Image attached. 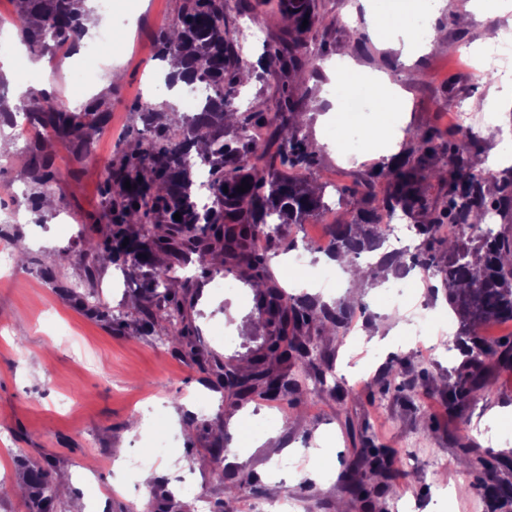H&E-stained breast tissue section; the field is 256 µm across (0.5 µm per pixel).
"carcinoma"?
Here are the masks:
<instances>
[{
    "mask_svg": "<svg viewBox=\"0 0 512 512\" xmlns=\"http://www.w3.org/2000/svg\"><path fill=\"white\" fill-rule=\"evenodd\" d=\"M22 41L35 52L72 50L85 35L82 17L85 0H21ZM278 13L291 23L281 30L275 45L265 49L264 70L278 72L282 79L280 97L274 112H239L233 107L244 62L233 45L234 21L227 12V0H182L176 24L154 35L157 57L183 61L192 72L188 84L207 88L198 111L177 114L168 105L138 104L142 132L135 149H122L104 169V211L106 233L86 242L83 257L87 288L94 287L101 258L118 256L132 266L156 267L162 255L188 264L202 263V273L237 270L256 288L257 303L269 328L265 351L243 369L233 363H216V376L224 391L239 402L258 395L266 400L286 399L301 392L302 381L288 373L301 364L313 347L302 336L313 321L334 330L348 322L340 305L321 306L309 297H292L279 287L270 272L269 252L295 247L284 242L280 229L285 224H301L325 207L321 194L313 191L303 174L311 170L319 148L299 121L301 107L290 90L292 74L312 63L318 26L323 22L313 0H280ZM307 27H302L303 21ZM235 117V140H224L226 116ZM23 117L34 128L72 144L77 157L84 159L92 137L89 128L101 133L109 119L108 100L100 97L80 110H72L46 91L26 89L18 95V105L10 109L0 99V122L17 124ZM256 126L269 129V143L260 144L251 136ZM416 148L396 164L374 170L362 183L364 191L356 201L357 212L350 220L331 225L328 255L356 268L365 250H374L384 239L379 211H401L421 238L418 252L406 264L390 254L380 266L402 276L421 268L428 272L436 257L434 244L444 248L446 259L439 267L441 282L448 290V306L457 323V338H466L467 360L458 373L454 390L448 393V410L455 412L463 402L483 393L490 372L512 369V343L489 344L476 329L490 322L512 321V235L509 224L489 235L469 238L437 237L441 224L477 226L486 218V192L497 188L494 204L497 216H512V180L489 181L473 174L472 159L463 150H448V142L435 131H417ZM276 146L275 163L267 159L269 146ZM194 158L209 168L212 205L202 207L190 175ZM31 183L32 208L50 191L57 180L50 154L36 144L27 163ZM436 179L450 187L446 200L430 199L425 183ZM250 189L241 193L242 181ZM388 189L382 198L371 191L375 181ZM130 182L131 189L124 188ZM139 208H134V205ZM180 213L182 220L173 218ZM265 237L269 249L256 251L252 241ZM188 282L170 275V269L148 277L138 298V313L144 330L166 337L176 352L198 356L187 301ZM165 303L161 316L151 308L153 300ZM370 470L384 479L404 476L400 458L386 449L361 454L343 474L347 492L356 498L371 494L360 473ZM257 482L251 473L241 481L226 485L224 499L215 512H236L242 483ZM31 512H49L56 497L51 474L35 467L28 483ZM487 492L505 503H512V482L500 480L493 471L487 476Z\"/></svg>",
    "mask_w": 512,
    "mask_h": 512,
    "instance_id": "carcinoma-1",
    "label": "carcinoma"
}]
</instances>
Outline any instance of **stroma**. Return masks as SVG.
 <instances>
[{
  "instance_id": "stroma-1",
  "label": "stroma",
  "mask_w": 512,
  "mask_h": 512,
  "mask_svg": "<svg viewBox=\"0 0 512 512\" xmlns=\"http://www.w3.org/2000/svg\"><path fill=\"white\" fill-rule=\"evenodd\" d=\"M426 0H385L391 14L408 6L404 24L428 16L429 25L442 29L444 38L428 51L409 59L401 51L381 46L369 30L360 0H318L325 23L317 46L320 57L293 93L304 106L309 137H320L317 166L308 172L321 187L337 219L356 212L354 185L367 178L380 161L359 158L357 152L338 150L334 138H345L344 124H320L318 118L332 103L324 95L329 82L326 65L344 48L364 75L387 74L391 84L407 94L406 112L386 117L380 139L399 125L397 141L408 151L417 130L437 131L448 143L466 148L475 174L497 175L504 168L502 140L489 137L483 106L497 82L467 69L456 59L458 50H478L484 26L498 25L495 17L461 27L457 13L469 0H449L439 15H428ZM240 11L239 0H228L236 14L238 52L245 64L259 60L264 44L273 42L278 27L267 24L269 0H250ZM181 0H116L111 24L119 34L99 67L94 85L78 84L63 60L30 49H18L21 24L17 0H0V39L10 45L5 58L17 83L46 89L66 103H86L97 95L109 102V122L94 135L93 151L76 161L68 141L51 139L50 153L60 173L52 189L53 211H33L27 197L28 147L39 132L29 126L9 128L10 153L0 156V240L20 238L31 260L29 269L13 266L0 278V474H6L9 495L0 512H28V497L20 486L29 464L52 474L73 475L67 496L57 497L56 512H84L105 503V512H132L143 493L140 467L112 473L108 460L136 458L161 449L150 467L159 492L169 495L182 512H197L196 497L210 502L224 497L230 476L244 472L258 478L238 492L239 512H254L260 503L279 497L292 501L293 512H512V506L490 497L482 488L489 470L512 481V371L492 374L489 389L449 411L448 390L456 380L465 355L455 338L439 332L420 337L397 331L398 320H412L421 307L445 318L449 328L457 321L447 304L440 277L415 269L404 276L409 292L388 301L396 278L382 272L369 278L359 301L345 302L342 294L318 290V303L346 304L350 326L341 332L313 323L311 364L303 372L305 393L300 404L253 398L244 403L215 388L211 373L169 348L159 337L139 329V314L130 306L142 283L143 270L117 259L100 265L98 283L105 287L107 308L122 316L123 326L88 317L69 298L86 294L82 240L100 237L102 220L101 162L133 141L142 123L138 103H165L160 60L155 59L153 35L172 25ZM121 77L108 82L110 68ZM469 95L468 113L476 122L474 134L455 129L450 110L459 92ZM71 260L57 281L40 273L60 251ZM288 252L271 261L275 279L300 295V282H315L325 270L317 251H309L304 267L286 277ZM190 283L191 318L199 347L222 362L247 365L261 352L266 329L249 285L237 291H216L212 279L202 277L198 265L177 267ZM391 366L400 383L413 391L381 394L376 383L384 366ZM335 373L334 384L318 380L321 371ZM224 427V452L213 457L215 425ZM367 430L373 446L396 449L405 474L390 480L385 492L365 508L344 489L340 479L359 448L360 430ZM93 477L81 479L87 462ZM306 471L302 481L295 472Z\"/></svg>"
}]
</instances>
